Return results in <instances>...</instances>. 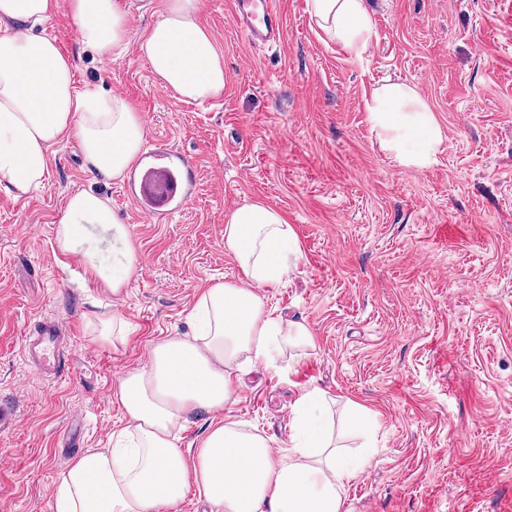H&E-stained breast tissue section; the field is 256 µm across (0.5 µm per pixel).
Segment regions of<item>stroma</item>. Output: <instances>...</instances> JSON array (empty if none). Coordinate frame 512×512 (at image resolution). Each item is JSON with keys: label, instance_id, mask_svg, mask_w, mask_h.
Listing matches in <instances>:
<instances>
[{"label": "stroma", "instance_id": "obj_1", "mask_svg": "<svg viewBox=\"0 0 512 512\" xmlns=\"http://www.w3.org/2000/svg\"><path fill=\"white\" fill-rule=\"evenodd\" d=\"M119 2L131 40L121 60L85 54L66 10L47 29L76 84L101 80L131 102L147 150L174 152L195 188L150 219L68 140L52 147L40 192L0 191V399L17 414L0 434V512H54L70 444L108 448L128 427L118 378L156 340L190 333L203 290L241 282L224 216L246 202L279 210L298 237V269L267 294L314 344L285 351L274 371L242 364L236 401L189 417L179 448L225 420L284 447L293 405L317 387L337 450L374 452L342 512H512V0H365L373 36L359 62L306 0H276L285 28L271 46L240 34L234 0H199L224 57V93L203 103L161 86L136 48L163 0ZM388 83L434 113L445 142L432 167H402L371 130L365 104ZM88 188L109 199L141 263L118 295L80 284L77 261L55 250L64 199ZM115 310L132 332L110 348L87 318ZM45 314L74 337L61 381L39 380L21 356ZM351 403L368 409L370 434L342 430Z\"/></svg>", "mask_w": 512, "mask_h": 512}]
</instances>
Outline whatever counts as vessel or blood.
I'll list each match as a JSON object with an SVG mask.
<instances>
[{"label":"vessel or blood","mask_w":512,"mask_h":512,"mask_svg":"<svg viewBox=\"0 0 512 512\" xmlns=\"http://www.w3.org/2000/svg\"><path fill=\"white\" fill-rule=\"evenodd\" d=\"M237 24L250 44L264 45L283 38V19L274 0H236ZM166 152L153 155L137 174L145 211L159 218L172 211L178 200L192 190V184L181 181L172 167L166 166ZM72 338L58 318L45 316L30 326L22 340L21 354L39 379L60 378L69 361Z\"/></svg>","instance_id":"obj_1"}]
</instances>
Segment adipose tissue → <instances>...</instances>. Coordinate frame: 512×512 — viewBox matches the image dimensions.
Wrapping results in <instances>:
<instances>
[{
	"label": "adipose tissue",
	"mask_w": 512,
	"mask_h": 512,
	"mask_svg": "<svg viewBox=\"0 0 512 512\" xmlns=\"http://www.w3.org/2000/svg\"><path fill=\"white\" fill-rule=\"evenodd\" d=\"M62 5L84 49L115 60L129 44L118 0H0V190L17 199L43 188L50 150L62 141L76 139L86 164L108 180L121 178L146 145L145 123L127 99L99 84L76 86L71 58L46 31ZM309 9L329 40L351 59L361 58L373 34L364 0H309ZM139 52L161 85L184 100L224 92V59L198 21V0H164ZM366 112L400 165L422 169L435 162L444 135L411 87L384 86ZM93 226L122 242L113 261L87 247ZM126 239L122 220L96 192L67 197L56 222V250L77 258L116 295L140 263ZM224 245L243 284L207 289L194 308L193 335L154 342L147 364L119 377L114 398L130 425L113 435L111 447L88 451L62 473L55 512H169L191 484L210 512H341L345 486L361 464L331 451L319 390L297 402L286 448L273 450L234 421L211 426L191 455L176 444L190 415L223 411L236 396L239 359L269 369L288 343H314L307 325L286 320L263 294L283 284L302 259L285 216L243 203L224 217Z\"/></svg>",
	"instance_id": "ef3b65f1"
}]
</instances>
